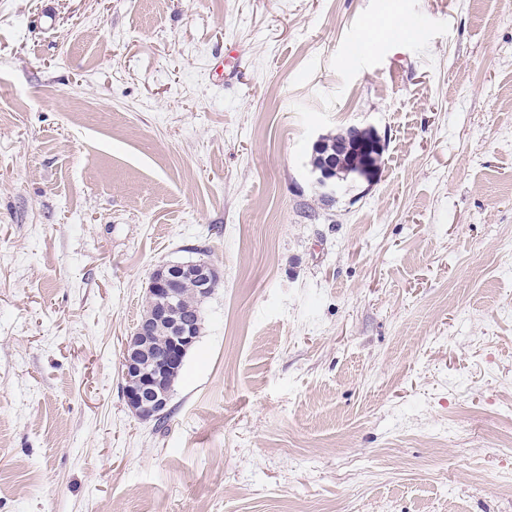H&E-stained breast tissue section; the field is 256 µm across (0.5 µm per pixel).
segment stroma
I'll return each instance as SVG.
<instances>
[{
  "label": "stroma",
  "instance_id": "35a3bbf8",
  "mask_svg": "<svg viewBox=\"0 0 512 512\" xmlns=\"http://www.w3.org/2000/svg\"><path fill=\"white\" fill-rule=\"evenodd\" d=\"M198 258L159 430L123 343ZM509 442L512 0H0V512H512Z\"/></svg>",
  "mask_w": 512,
  "mask_h": 512
}]
</instances>
